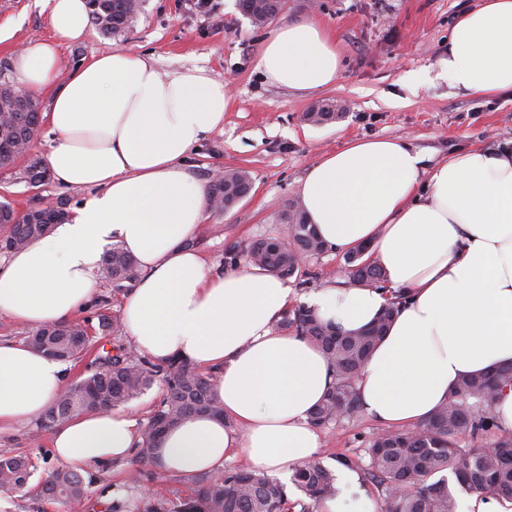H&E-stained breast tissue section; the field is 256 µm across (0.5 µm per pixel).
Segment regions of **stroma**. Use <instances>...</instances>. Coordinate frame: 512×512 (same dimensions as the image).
I'll return each mask as SVG.
<instances>
[{"label": "stroma", "mask_w": 512, "mask_h": 512, "mask_svg": "<svg viewBox=\"0 0 512 512\" xmlns=\"http://www.w3.org/2000/svg\"><path fill=\"white\" fill-rule=\"evenodd\" d=\"M477 0H325L312 9L309 0H288L278 18L289 23L316 18L339 44L343 71L336 85L300 93L267 82L256 68L266 29L254 27L238 0H143L141 13L127 32L106 37L90 30L79 44L62 47L64 70L93 55L126 50L152 58L162 70L203 67L229 87L223 130L211 133L189 158L197 180L210 182L224 169L249 172L253 189L229 212L209 213L195 239L208 262H224V245L275 233L272 214L298 200L300 182L324 154L359 138H395L408 142L434 165L449 153L480 143L512 147V95L473 97L438 78L436 62L448 54V38L457 19ZM0 59L18 46L50 37L42 0H0ZM346 104L342 120L313 126L304 112L316 102ZM52 196L75 209L87 192L52 183L33 189L15 172L0 171V201L26 208L32 198ZM342 253L308 258L288 284L295 297L308 296L334 280H345ZM380 424L360 417L325 429L316 459L335 467L339 457L361 454ZM51 430L28 426L0 433V450L21 448L38 457L41 471L55 467Z\"/></svg>", "instance_id": "1"}]
</instances>
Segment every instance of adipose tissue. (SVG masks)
Here are the masks:
<instances>
[{
  "label": "adipose tissue",
  "mask_w": 512,
  "mask_h": 512,
  "mask_svg": "<svg viewBox=\"0 0 512 512\" xmlns=\"http://www.w3.org/2000/svg\"><path fill=\"white\" fill-rule=\"evenodd\" d=\"M45 7L52 35L16 52L13 74L48 100L54 181L90 196L67 223L11 254L0 270V314L34 327L72 320L97 287L106 248L119 243L141 270L122 306L124 333L142 355L214 373L224 412L169 430L162 471L215 472L241 458L289 481L320 446L309 415L333 372L306 337L274 331L294 303L286 281L253 265L211 266L191 245L208 197L186 160L223 129L226 82L202 67L162 71L125 50L59 78L60 46L87 37L89 8L87 0ZM257 67L273 84L319 92L338 80L340 50L317 20L295 21L266 36ZM437 68L471 96L512 92V0H478L462 14ZM424 161L397 139L353 140L314 162L299 188L329 248L369 247L385 271L379 288L311 292L317 316L354 332L402 300L356 383L365 414L388 427L426 420L461 377L512 365V150L475 144L433 168ZM68 377L67 363L0 341V431L35 421ZM136 434L121 410L85 412L55 427L53 455L82 471L128 458ZM337 471L339 492L316 512H379L354 469Z\"/></svg>",
  "instance_id": "obj_1"
}]
</instances>
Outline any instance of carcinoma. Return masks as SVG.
Segmentation results:
<instances>
[{
    "instance_id": "carcinoma-1",
    "label": "carcinoma",
    "mask_w": 512,
    "mask_h": 512,
    "mask_svg": "<svg viewBox=\"0 0 512 512\" xmlns=\"http://www.w3.org/2000/svg\"><path fill=\"white\" fill-rule=\"evenodd\" d=\"M87 2L91 23L106 36L124 32L141 11V0ZM277 2L276 11L269 0H238V7L253 25L264 27L286 9L287 0ZM13 89L14 81L3 76L0 112L23 113L32 138L41 125L39 103L31 97L18 100ZM343 116L341 102L330 101L313 106L303 119L321 126ZM43 171L45 166L33 158L19 171L20 179L32 183L41 178ZM251 185L248 172L241 169L228 170L222 178L213 180L208 190L213 212L233 209L249 195ZM0 222L10 225L9 235L0 246V251L10 254L50 233L53 224L63 220L52 211L34 208L18 216L9 203L0 202ZM274 223L289 225V242L274 236H261L245 244L231 242L225 246L224 263L236 266L243 259L282 278L297 274L301 260L318 254L321 239L297 202L276 211ZM363 255L361 248L345 256L346 267L354 272L350 284L382 286V267ZM102 270L117 291L129 292L138 278L135 260L118 244L106 252ZM397 305L396 301L390 302L372 325L340 339L330 334L334 326L322 323L306 304L291 308L277 322V328L295 331L319 345L333 368L335 382L310 416L315 427L329 429L362 414L354 382L385 336ZM26 342L51 357L75 363L95 345L84 321L41 327L26 336ZM114 349V354L103 348L97 351L92 372L56 398L40 417V427L50 428L87 410L121 407L159 381L165 386L164 396L151 410L134 446L133 461L150 466L154 448L180 421L197 414L223 417L212 397L213 377L180 359L159 363L132 355L120 344ZM508 387H512V366L465 376L451 389L448 401L423 423L405 430L379 432L368 441L364 455L355 460L342 457L340 461L361 470L381 488L383 512H455L456 497L448 480L435 478L448 469L456 484L466 491L512 500V432L499 428L492 409L496 394ZM465 438L473 442L490 440L492 446L463 448L461 441ZM37 468L34 458L23 451L1 453L0 490L26 494ZM291 480L303 498L292 499L284 484L255 470L201 473L190 477L195 489L188 497H172L160 489L140 493L136 512H314L321 500L337 493L335 472L316 461L297 466ZM92 484L93 480L81 473L58 466L43 481L39 496L65 506L87 499ZM95 505L100 507L99 512H127L129 507L126 499L109 498L106 488L99 492Z\"/></svg>"
}]
</instances>
